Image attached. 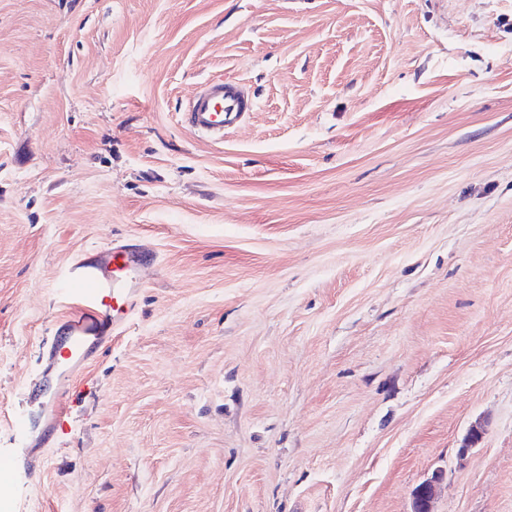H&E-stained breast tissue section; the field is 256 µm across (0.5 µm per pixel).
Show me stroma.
I'll return each mask as SVG.
<instances>
[{"instance_id": "35a3bbf8", "label": "stroma", "mask_w": 512, "mask_h": 512, "mask_svg": "<svg viewBox=\"0 0 512 512\" xmlns=\"http://www.w3.org/2000/svg\"><path fill=\"white\" fill-rule=\"evenodd\" d=\"M255 108L220 141L206 82ZM151 248L16 467L71 260ZM480 441L463 449L471 428ZM0 512H512V0H0ZM254 106L237 83H206L188 103L183 118L203 135L223 137L224 129L241 123Z\"/></svg>"}]
</instances>
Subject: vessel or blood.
<instances>
[{"instance_id":"obj_1","label":"vessel or blood","mask_w":512,"mask_h":512,"mask_svg":"<svg viewBox=\"0 0 512 512\" xmlns=\"http://www.w3.org/2000/svg\"><path fill=\"white\" fill-rule=\"evenodd\" d=\"M253 108V100L239 84L207 83L190 100L183 118L199 133L220 137ZM157 261L150 248L122 240L71 263L60 288L65 311L55 323L41 383L18 424L29 451L31 476L41 473L48 436L72 428L67 407L72 375L93 352L110 347L113 332L129 323L143 284L141 272Z\"/></svg>"}]
</instances>
